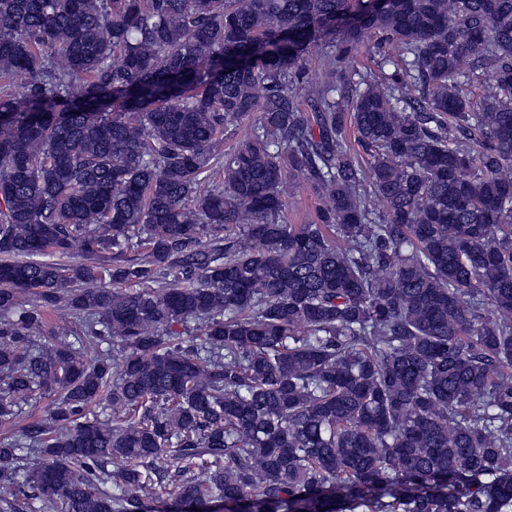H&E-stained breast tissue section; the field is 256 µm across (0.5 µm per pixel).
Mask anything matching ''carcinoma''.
Listing matches in <instances>:
<instances>
[{
  "label": "carcinoma",
  "instance_id": "1",
  "mask_svg": "<svg viewBox=\"0 0 512 512\" xmlns=\"http://www.w3.org/2000/svg\"><path fill=\"white\" fill-rule=\"evenodd\" d=\"M17 77L0 512H512V0H0ZM286 217L290 224H303L305 218L314 215L319 197L307 184H288ZM46 402V400H41L37 403L30 402L28 405H23L22 413L14 420V422L3 425L0 424V440L6 436L15 435L21 427L38 420L43 413Z\"/></svg>",
  "mask_w": 512,
  "mask_h": 512
}]
</instances>
